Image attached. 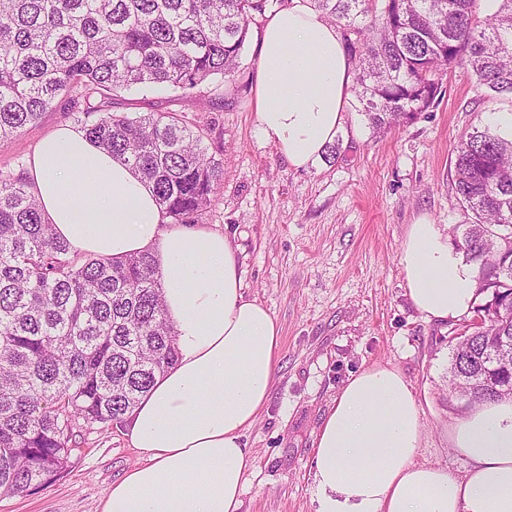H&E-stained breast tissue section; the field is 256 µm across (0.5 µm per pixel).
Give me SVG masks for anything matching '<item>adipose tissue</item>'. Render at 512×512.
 <instances>
[{"mask_svg": "<svg viewBox=\"0 0 512 512\" xmlns=\"http://www.w3.org/2000/svg\"><path fill=\"white\" fill-rule=\"evenodd\" d=\"M256 117L288 164L305 169L334 143L353 98L341 33L308 0L269 14L258 38ZM28 171L55 235L75 255L122 260L151 253L162 273L177 358L132 412L144 454L113 483L99 512H239L254 458L242 438L265 408L280 328L246 299L230 239L168 224L151 186L86 132L61 125ZM400 264L407 294L428 318L469 312L474 271L436 224H411ZM422 424L404 375L377 365L352 375L315 439L316 512H512V399L452 423L464 475L416 461Z\"/></svg>", "mask_w": 512, "mask_h": 512, "instance_id": "ef3b65f1", "label": "adipose tissue"}]
</instances>
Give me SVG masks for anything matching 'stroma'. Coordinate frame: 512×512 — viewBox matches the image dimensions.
Here are the masks:
<instances>
[{"instance_id":"obj_1","label":"stroma","mask_w":512,"mask_h":512,"mask_svg":"<svg viewBox=\"0 0 512 512\" xmlns=\"http://www.w3.org/2000/svg\"><path fill=\"white\" fill-rule=\"evenodd\" d=\"M262 21L250 25L235 82L176 98L122 92L121 113L179 112L205 132L224 161V183L201 223L229 236L245 298L277 320L280 346L269 401L243 437L254 469L240 512H315L313 441L350 376L377 364L411 383L423 426L416 460L462 474L466 463L448 443L462 413L447 385L450 336L469 315L427 319L410 301L399 255L409 228L427 217L442 230L470 223L454 193L460 135L501 110L477 98L463 68L447 72L444 96L415 119L371 135L349 113L336 163L295 169L266 141L256 119L254 77ZM59 100L0 144V170L28 160L55 127L70 123ZM126 427L82 433L65 472L37 489L0 497V512H97L112 483L140 463Z\"/></svg>"}]
</instances>
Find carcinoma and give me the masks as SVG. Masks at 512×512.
Segmentation results:
<instances>
[{"instance_id":"1","label":"carcinoma","mask_w":512,"mask_h":512,"mask_svg":"<svg viewBox=\"0 0 512 512\" xmlns=\"http://www.w3.org/2000/svg\"><path fill=\"white\" fill-rule=\"evenodd\" d=\"M343 35L350 111L381 133L434 106L462 67L477 96L512 100V0H311ZM278 0H0V144L60 99L145 178L170 224H197L223 160L177 112H109L120 91L195 89L239 72L250 24ZM454 190L473 214L457 242L477 323L456 340L450 393L512 396V140L488 121L456 147ZM175 330L149 253L72 255L25 175L0 172V495L65 471L81 429L122 425L173 365Z\"/></svg>"}]
</instances>
